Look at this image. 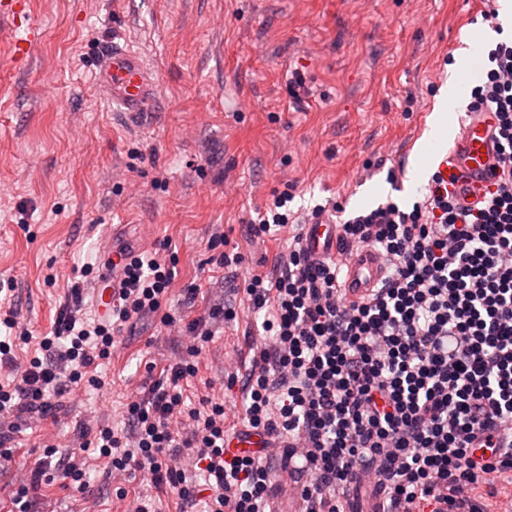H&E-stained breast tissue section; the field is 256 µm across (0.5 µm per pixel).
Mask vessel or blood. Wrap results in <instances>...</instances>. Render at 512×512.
<instances>
[{"instance_id": "1", "label": "vessel or blood", "mask_w": 512, "mask_h": 512, "mask_svg": "<svg viewBox=\"0 0 512 512\" xmlns=\"http://www.w3.org/2000/svg\"><path fill=\"white\" fill-rule=\"evenodd\" d=\"M26 18L25 0H0V27L13 29ZM98 85L126 113L138 112L151 97L154 84L141 59L132 50L113 46L100 58L96 72ZM494 120L487 112H466L457 121L447 148L435 151L433 169L440 172L449 192L462 205L475 206L493 189L498 179L497 148L493 137ZM307 244L318 257H332L337 251L336 224L321 219L306 227ZM386 275L383 257L374 249L354 251L344 274L341 293L345 301L367 299ZM98 317L107 318L112 310V289L103 283L91 287Z\"/></svg>"}]
</instances>
